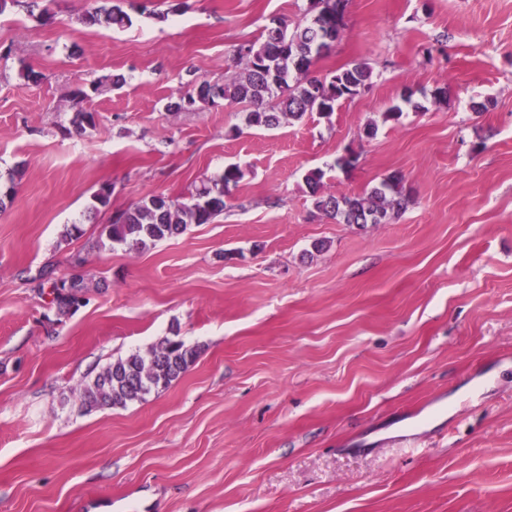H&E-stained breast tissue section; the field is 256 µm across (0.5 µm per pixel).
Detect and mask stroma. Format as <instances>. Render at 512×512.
Instances as JSON below:
<instances>
[{
	"label": "stroma",
	"mask_w": 512,
	"mask_h": 512,
	"mask_svg": "<svg viewBox=\"0 0 512 512\" xmlns=\"http://www.w3.org/2000/svg\"><path fill=\"white\" fill-rule=\"evenodd\" d=\"M92 5L0 15V176L22 172L0 210V512H512V0H349L314 71L361 61L371 86L272 129L172 103L237 76L235 48L309 0H148L109 32L80 23ZM232 163L211 223L94 247L114 213L186 202ZM317 168L338 195L398 172L414 200L340 224L313 206ZM49 268L86 283L57 321ZM167 338L197 351L168 388L82 408L108 364Z\"/></svg>",
	"instance_id": "1"
}]
</instances>
